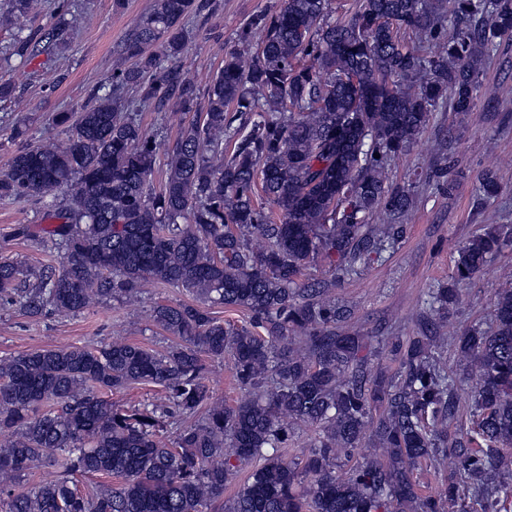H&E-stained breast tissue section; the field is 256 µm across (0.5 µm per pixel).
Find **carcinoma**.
<instances>
[{"label": "carcinoma", "mask_w": 512, "mask_h": 512, "mask_svg": "<svg viewBox=\"0 0 512 512\" xmlns=\"http://www.w3.org/2000/svg\"><path fill=\"white\" fill-rule=\"evenodd\" d=\"M37 6L9 0L0 14L20 56L22 20ZM206 7L156 0L126 39L135 62L115 65L94 105L55 115L66 139L19 151L0 174V197L68 196L43 228L60 266L1 260V302L30 317L74 316L135 298L147 281L194 297L154 307L155 322L180 339L163 353L114 340L0 359V437L12 435L0 442V512H512L502 452L512 447V291L496 304L493 333L446 336L454 286L481 273L512 229L488 228L459 249L452 286L424 301L430 335L343 333L331 288L299 282L316 255L345 278L395 244L403 225L377 233L368 224L376 210L401 218L414 206L390 183V162L440 104L473 111L485 61L512 39V0H362L340 23L327 20L328 0H283L254 15L156 191V147L116 92L131 86L144 104L174 98L192 109L181 21ZM258 189L278 218L256 203ZM212 305L245 308L251 322L225 323ZM449 341L464 380L437 355ZM385 345L401 356L392 373L374 364ZM226 354L240 390L232 406L212 400L204 378L203 360ZM146 383L162 388L152 403L112 404V392ZM465 385L470 423L450 453ZM295 424L318 430L301 464L285 454ZM364 441L374 453L338 476V459ZM426 459L448 470L442 498L422 495L414 479ZM46 463L54 476L23 488ZM87 476L101 481L82 492Z\"/></svg>", "instance_id": "1"}]
</instances>
